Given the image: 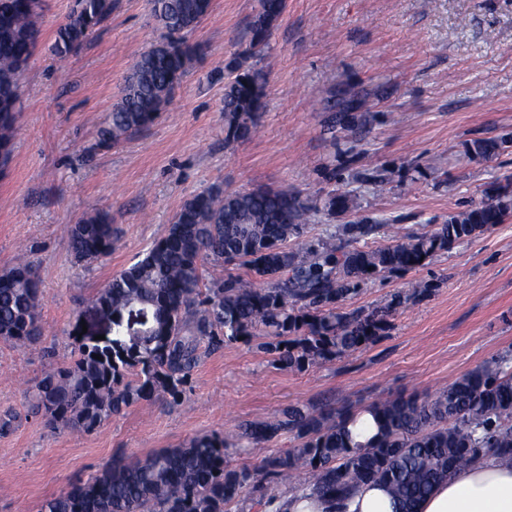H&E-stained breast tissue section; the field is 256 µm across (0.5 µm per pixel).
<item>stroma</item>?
Instances as JSON below:
<instances>
[{
    "label": "stroma",
    "mask_w": 512,
    "mask_h": 512,
    "mask_svg": "<svg viewBox=\"0 0 512 512\" xmlns=\"http://www.w3.org/2000/svg\"><path fill=\"white\" fill-rule=\"evenodd\" d=\"M71 0H46L42 41L22 79L14 152L0 176V270L26 255L41 278L39 344L0 339V512H40L44 501L122 456L134 461L211 433L236 443L248 421L291 405L319 412L399 394L432 396L485 361L512 354V219L436 253L407 275L365 281L346 310L386 306L409 283L427 298L398 308L389 330L353 355L297 371L255 343L209 355L177 404H135L93 432L56 429L28 393L69 361L77 318L112 276L162 238L175 213L211 189L299 192L319 208L302 250L326 239L375 248L395 234L433 231L512 176V147L468 152L512 131V0H287L260 54L250 55L259 0H213L191 34L202 58L159 119L119 144L99 129L136 56L160 30L150 0H114L111 15L68 59L51 45ZM236 57L265 76L252 137L224 140V66ZM351 87L367 100L354 123L323 102ZM347 212L324 210L329 195ZM106 213L112 252L75 262L66 229ZM348 224H372L352 241ZM512 133H505L496 138L480 139L473 141L469 146V152L482 157L495 156L500 151L512 146Z\"/></svg>",
    "instance_id": "35a3bbf8"
}]
</instances>
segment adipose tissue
Here are the masks:
<instances>
[{"label":"adipose tissue","mask_w":512,"mask_h":512,"mask_svg":"<svg viewBox=\"0 0 512 512\" xmlns=\"http://www.w3.org/2000/svg\"><path fill=\"white\" fill-rule=\"evenodd\" d=\"M288 512H395L385 484L353 487L342 500L292 494ZM417 512H512V460L486 453L439 482Z\"/></svg>","instance_id":"obj_1"}]
</instances>
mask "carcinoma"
I'll return each instance as SVG.
<instances>
[{
    "label": "carcinoma",
    "mask_w": 512,
    "mask_h": 512,
    "mask_svg": "<svg viewBox=\"0 0 512 512\" xmlns=\"http://www.w3.org/2000/svg\"><path fill=\"white\" fill-rule=\"evenodd\" d=\"M36 0H0V157L10 159L21 75L41 37L43 8ZM113 0H72L58 26L52 52L75 53L112 12ZM285 0H259L251 22V48H262L280 20ZM212 0H151L160 40L134 61L119 102L99 130L115 145L152 125L202 47L187 41L211 12ZM224 132L228 143L253 133L264 106L262 74L244 59L226 65ZM365 100L344 88L331 108L349 123ZM512 146V133L473 141L469 152L495 156ZM317 212L298 193L258 187L212 191L181 206L165 237L112 277L95 305L112 314V345L78 340L70 361L37 383L35 412L64 429L92 432L110 416L140 402H179L193 371L227 342L264 341L257 348L276 365L302 370L352 354L390 327L396 307L430 294L416 282L367 314L343 310L360 282L385 273L405 274L434 254L503 222L512 212V180L491 188L481 204L448 217L434 231L411 234L376 248L346 250L321 241L301 254L288 239L304 233ZM112 218L92 215L70 226L69 248L78 263L112 252ZM233 266L207 291L200 290L202 262ZM41 282L34 264L20 261L0 271V338L20 347L37 342ZM146 321L132 330L128 314ZM98 358H93V355ZM363 411L378 427L367 445L351 443L347 424L358 411L346 407L315 413L294 405L280 417L241 427L244 452L291 433L297 444L264 457L253 469L233 468L217 434L197 436L133 463L116 461L47 499L41 512H226L263 480L286 477L297 489L336 499L354 484L381 481L400 500L401 512L448 475L483 452L512 458V357L486 361L433 397L398 395Z\"/></svg>",
    "instance_id": "cac0c4a2"
}]
</instances>
